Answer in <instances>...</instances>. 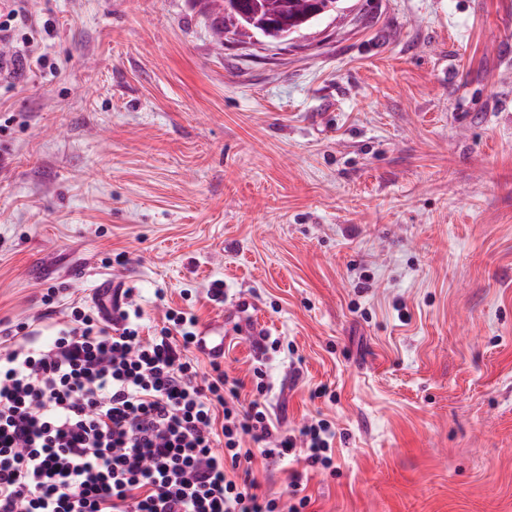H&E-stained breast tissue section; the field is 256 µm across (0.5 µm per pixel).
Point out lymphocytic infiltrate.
Segmentation results:
<instances>
[{
	"mask_svg": "<svg viewBox=\"0 0 512 512\" xmlns=\"http://www.w3.org/2000/svg\"><path fill=\"white\" fill-rule=\"evenodd\" d=\"M165 319L142 336L140 309L116 300L73 307L51 336L0 330V512H305L300 472L285 508L252 464L297 455L330 469L334 424L281 430L265 371L242 400L220 362L203 377L191 361L205 343L197 317Z\"/></svg>",
	"mask_w": 512,
	"mask_h": 512,
	"instance_id": "1",
	"label": "lymphocytic infiltrate"
}]
</instances>
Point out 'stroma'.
<instances>
[{
	"label": "stroma",
	"mask_w": 512,
	"mask_h": 512,
	"mask_svg": "<svg viewBox=\"0 0 512 512\" xmlns=\"http://www.w3.org/2000/svg\"><path fill=\"white\" fill-rule=\"evenodd\" d=\"M344 6L222 44L211 0H26L56 69L0 83V326L112 282L335 424L308 512H512V0Z\"/></svg>",
	"instance_id": "1"
}]
</instances>
